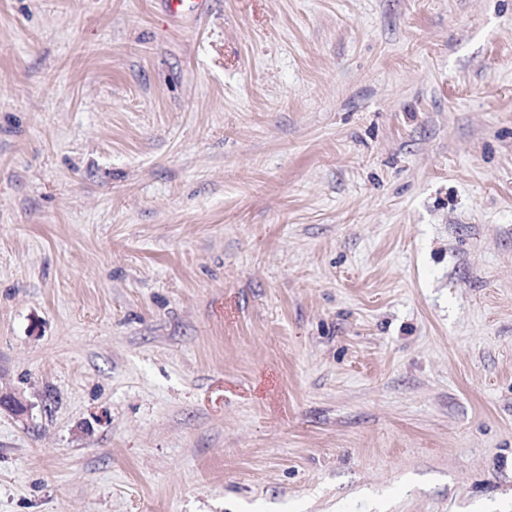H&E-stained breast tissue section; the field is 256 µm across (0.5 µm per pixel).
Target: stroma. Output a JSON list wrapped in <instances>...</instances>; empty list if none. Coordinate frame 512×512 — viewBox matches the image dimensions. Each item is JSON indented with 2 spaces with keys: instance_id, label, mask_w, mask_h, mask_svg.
I'll list each match as a JSON object with an SVG mask.
<instances>
[{
  "instance_id": "1",
  "label": "stroma",
  "mask_w": 512,
  "mask_h": 512,
  "mask_svg": "<svg viewBox=\"0 0 512 512\" xmlns=\"http://www.w3.org/2000/svg\"><path fill=\"white\" fill-rule=\"evenodd\" d=\"M0 512H512V0H0Z\"/></svg>"
}]
</instances>
